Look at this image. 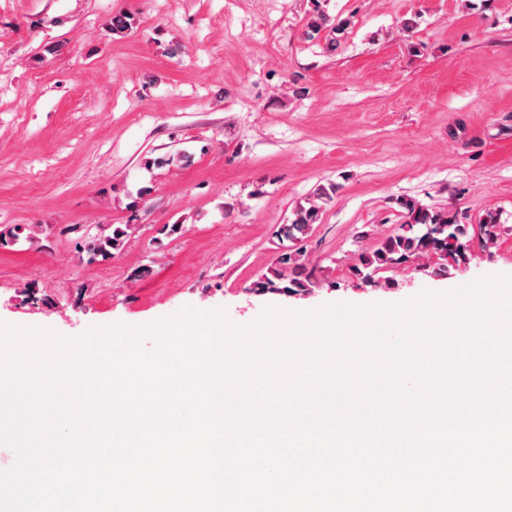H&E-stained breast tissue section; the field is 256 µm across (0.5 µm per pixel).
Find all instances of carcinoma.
I'll return each instance as SVG.
<instances>
[{
    "label": "carcinoma",
    "mask_w": 512,
    "mask_h": 512,
    "mask_svg": "<svg viewBox=\"0 0 512 512\" xmlns=\"http://www.w3.org/2000/svg\"><path fill=\"white\" fill-rule=\"evenodd\" d=\"M330 17L318 9L309 17L307 35L313 36L331 28L341 30L339 25H330ZM406 210V221L398 230L385 236L378 247L362 252L351 266L353 274L364 280L384 269L396 268L411 259L430 256L439 258L451 256L455 261L467 260V248L461 242L465 234L463 225L448 210L419 204L411 199L401 201ZM321 207L311 205L298 207L288 223L280 228V236L292 242L276 261L259 277L254 284L257 293H277L285 296H305L319 286L317 268L310 265L306 252L293 246V243L306 236L313 224L320 220ZM27 227L21 224L0 225V248L18 244ZM132 234V225L114 224L110 232L100 231L94 236H86L81 248L94 260L108 258L113 252L122 249Z\"/></svg>",
    "instance_id": "carcinoma-1"
}]
</instances>
